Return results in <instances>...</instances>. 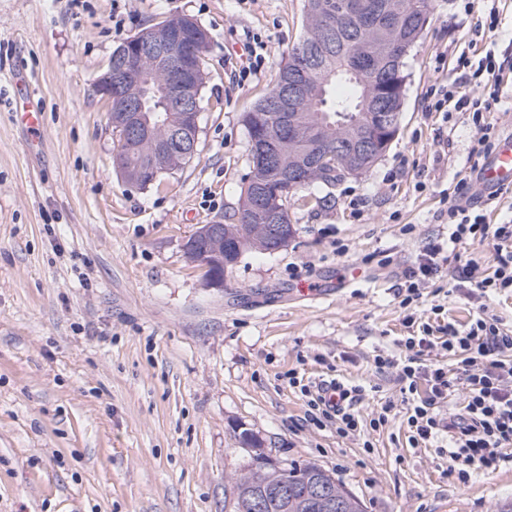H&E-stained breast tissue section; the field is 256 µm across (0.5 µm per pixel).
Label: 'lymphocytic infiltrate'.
Returning a JSON list of instances; mask_svg holds the SVG:
<instances>
[{
	"label": "lymphocytic infiltrate",
	"instance_id": "f902f5d3",
	"mask_svg": "<svg viewBox=\"0 0 512 512\" xmlns=\"http://www.w3.org/2000/svg\"><path fill=\"white\" fill-rule=\"evenodd\" d=\"M454 80L428 90L425 112L443 113L445 119L462 116L475 131L467 157L465 179H472L493 152L497 140L488 120L500 111L505 87H512V41L491 42L480 52H461L455 62ZM474 200L451 203L441 213L448 226V241L493 240L491 269L470 259L457 269L461 281L469 283L479 296L512 289V224L488 223ZM409 356L400 368L401 393L406 406L412 447L418 448L440 436L448 438V474L468 482L472 470L495 471L512 462V332L500 328L496 314L480 307L465 327L449 323L441 330L423 324L419 334L407 336ZM442 348L460 357L463 375L451 373L447 365L423 359V352ZM426 395H419V384ZM464 389L462 412L444 417L441 408L456 389ZM306 399L309 421L319 428L333 427L339 437L354 434L360 427L356 410V388L337 384V401L327 400L322 384H300Z\"/></svg>",
	"mask_w": 512,
	"mask_h": 512
}]
</instances>
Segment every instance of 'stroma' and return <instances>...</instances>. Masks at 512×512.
Segmentation results:
<instances>
[{"instance_id": "stroma-1", "label": "stroma", "mask_w": 512, "mask_h": 512, "mask_svg": "<svg viewBox=\"0 0 512 512\" xmlns=\"http://www.w3.org/2000/svg\"><path fill=\"white\" fill-rule=\"evenodd\" d=\"M460 3L433 0L384 157L289 199L288 247L244 251L215 286L184 244L235 223L242 115L303 36L306 0H0V512H226L251 463L244 429L273 460L324 467L366 512H512V464L464 484L435 448L411 447L397 367L405 316L467 325L480 302L456 269L493 260L490 243L457 245L402 302L404 272L448 241L439 214L474 135L424 111L427 89L455 76L436 55L467 47L484 9ZM180 15L211 35L198 151L143 190L113 165L117 134L93 88L124 40ZM253 37L266 62L242 80L234 51ZM18 79L38 133L13 118ZM353 270L361 279L328 298L294 293ZM293 375L356 387L361 432L311 424Z\"/></svg>"}]
</instances>
